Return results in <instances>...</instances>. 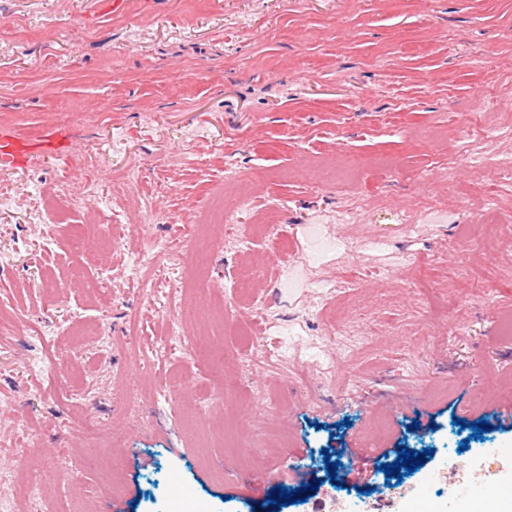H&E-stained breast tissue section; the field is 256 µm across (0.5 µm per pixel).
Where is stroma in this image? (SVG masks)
<instances>
[{
    "label": "stroma",
    "mask_w": 512,
    "mask_h": 512,
    "mask_svg": "<svg viewBox=\"0 0 512 512\" xmlns=\"http://www.w3.org/2000/svg\"><path fill=\"white\" fill-rule=\"evenodd\" d=\"M49 132L0 166L11 512L30 485L42 512H463L429 490L460 461L512 486V0H0V137ZM255 173L233 223H198ZM93 207L121 249L73 247ZM402 447L428 454L407 504ZM297 448L320 485L271 504Z\"/></svg>",
    "instance_id": "stroma-1"
}]
</instances>
